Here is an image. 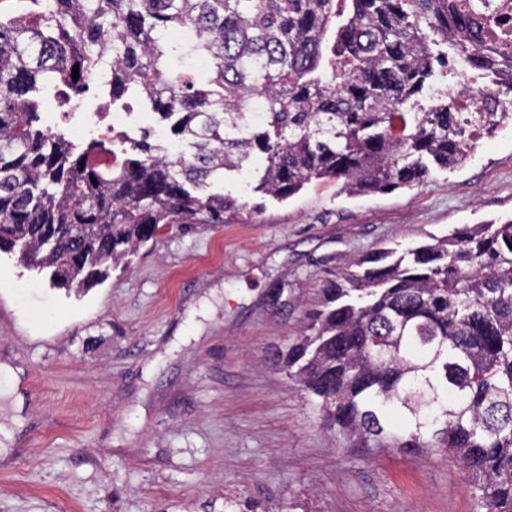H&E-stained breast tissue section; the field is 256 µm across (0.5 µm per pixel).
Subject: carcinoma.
<instances>
[{
    "mask_svg": "<svg viewBox=\"0 0 512 512\" xmlns=\"http://www.w3.org/2000/svg\"><path fill=\"white\" fill-rule=\"evenodd\" d=\"M0 0V249L78 286L169 224H230L242 205L194 190L246 172L287 199L335 179L350 195L411 187L462 165L476 126L434 93L437 39L478 47L472 0ZM180 29L185 38L171 32ZM334 30V40L327 39ZM190 58L207 73L187 77ZM78 79L72 80L74 66ZM509 77L493 106L512 108ZM137 96L190 151L123 136L76 144L37 126L98 76ZM428 96L423 106L419 98ZM326 281L274 362L363 447L446 448L480 512H512V221L385 251Z\"/></svg>",
    "mask_w": 512,
    "mask_h": 512,
    "instance_id": "1",
    "label": "carcinoma"
}]
</instances>
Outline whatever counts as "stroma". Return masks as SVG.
Returning <instances> with one entry per match:
<instances>
[{"mask_svg":"<svg viewBox=\"0 0 512 512\" xmlns=\"http://www.w3.org/2000/svg\"><path fill=\"white\" fill-rule=\"evenodd\" d=\"M174 138L133 105L114 133ZM234 224H172L87 289L0 252V512H479L446 449L364 448L268 361L324 281L382 247L512 220V138L362 196L334 180L280 200L226 174ZM285 285L288 305L266 294Z\"/></svg>","mask_w":512,"mask_h":512,"instance_id":"35a3bbf8","label":"stroma"}]
</instances>
